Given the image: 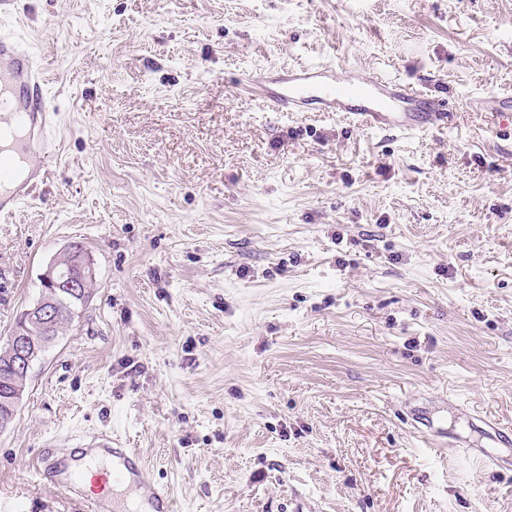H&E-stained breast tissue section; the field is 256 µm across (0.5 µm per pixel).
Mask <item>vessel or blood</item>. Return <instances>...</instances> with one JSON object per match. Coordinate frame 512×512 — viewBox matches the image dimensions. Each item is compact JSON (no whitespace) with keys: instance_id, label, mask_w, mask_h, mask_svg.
Returning a JSON list of instances; mask_svg holds the SVG:
<instances>
[{"instance_id":"obj_1","label":"vessel or blood","mask_w":512,"mask_h":512,"mask_svg":"<svg viewBox=\"0 0 512 512\" xmlns=\"http://www.w3.org/2000/svg\"><path fill=\"white\" fill-rule=\"evenodd\" d=\"M44 67L15 33L0 31V138L11 137L10 154L0 157V220H11L31 199L56 155L51 108L42 95ZM241 83L277 112L312 108L349 113L359 126L401 134L445 126L446 102L413 83L386 76H340L331 64L301 65L276 84L254 76ZM33 473L54 481L59 494L78 503L79 512H110L108 499L121 489L136 491L132 512H174L165 485L146 481L141 454L118 446L107 434L88 436L79 452L42 449Z\"/></svg>"}]
</instances>
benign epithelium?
<instances>
[{"mask_svg": "<svg viewBox=\"0 0 512 512\" xmlns=\"http://www.w3.org/2000/svg\"><path fill=\"white\" fill-rule=\"evenodd\" d=\"M73 251V245H68L62 255L47 266L40 277V297L16 318L10 351L11 356L16 358V365L26 374L46 348L47 342L36 336V330L50 325L55 309L65 296L62 287H67L70 293L77 296L84 288L86 278L95 275L93 260L84 256L81 257L80 274H75L71 263L66 261V256Z\"/></svg>", "mask_w": 512, "mask_h": 512, "instance_id": "7a95c632", "label": "benign epithelium"}]
</instances>
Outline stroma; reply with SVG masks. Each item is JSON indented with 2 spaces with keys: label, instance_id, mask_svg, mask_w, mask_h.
<instances>
[{
  "label": "stroma",
  "instance_id": "stroma-1",
  "mask_svg": "<svg viewBox=\"0 0 512 512\" xmlns=\"http://www.w3.org/2000/svg\"><path fill=\"white\" fill-rule=\"evenodd\" d=\"M59 156L0 223V345L69 243L79 319L0 432V504L109 433L175 512H512V0H17ZM330 63L453 100L390 137L242 74Z\"/></svg>",
  "mask_w": 512,
  "mask_h": 512
}]
</instances>
